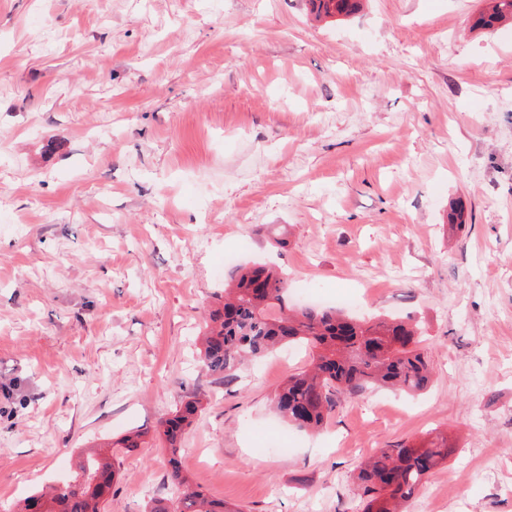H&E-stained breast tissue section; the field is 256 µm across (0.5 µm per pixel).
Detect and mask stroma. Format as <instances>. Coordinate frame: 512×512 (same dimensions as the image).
Instances as JSON below:
<instances>
[{"mask_svg":"<svg viewBox=\"0 0 512 512\" xmlns=\"http://www.w3.org/2000/svg\"><path fill=\"white\" fill-rule=\"evenodd\" d=\"M481 6L0 0V512L132 429L107 512H148L194 392L179 465L244 512H361L359 463L437 436L406 512H512V26ZM247 263L417 324L429 388L308 434L270 406L305 347L215 384L200 336ZM363 2L364 0H309L316 19L336 18V21L357 13ZM489 6L478 11L472 27L493 31L499 26L512 25V0H490Z\"/></svg>","mask_w":512,"mask_h":512,"instance_id":"1","label":"stroma"}]
</instances>
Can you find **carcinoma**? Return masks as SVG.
Masks as SVG:
<instances>
[{"label":"carcinoma","instance_id":"1","mask_svg":"<svg viewBox=\"0 0 512 512\" xmlns=\"http://www.w3.org/2000/svg\"><path fill=\"white\" fill-rule=\"evenodd\" d=\"M364 0H309L316 19L342 20L357 13ZM512 25V0H490L472 27L493 31ZM283 273L264 265L243 266L225 290L224 303L210 316L203 336L202 366L215 380L229 384L245 361L261 358L284 344L310 347V366L288 375L272 403L279 418L317 432L336 410L340 398L374 388L406 393L424 390L431 377L429 358L417 326L397 320H356L331 309L288 303ZM199 410L195 395L171 418L160 422L158 438L171 451L170 480L175 498L155 500L149 512H240L210 497L182 474L176 451L184 430ZM453 447L446 439L381 448L357 474L364 512H400L425 485L431 472L446 463ZM117 470L112 449L99 447L81 458L71 479L41 490L16 505L27 512L36 502L44 512H104Z\"/></svg>","mask_w":512,"mask_h":512}]
</instances>
